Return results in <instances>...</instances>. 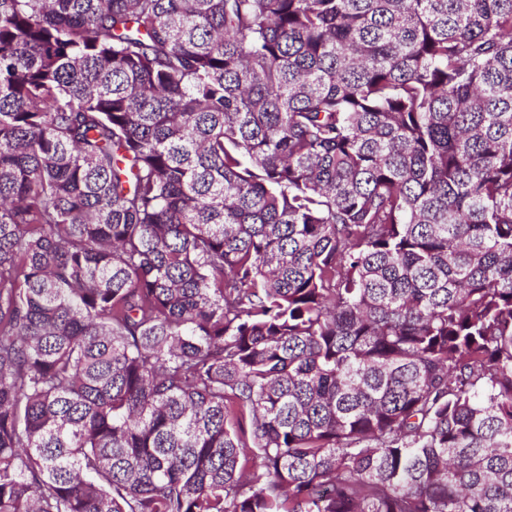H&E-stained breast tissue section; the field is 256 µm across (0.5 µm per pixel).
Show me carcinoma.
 <instances>
[{
	"mask_svg": "<svg viewBox=\"0 0 512 512\" xmlns=\"http://www.w3.org/2000/svg\"><path fill=\"white\" fill-rule=\"evenodd\" d=\"M0 512H512V0H0Z\"/></svg>",
	"mask_w": 512,
	"mask_h": 512,
	"instance_id": "obj_1",
	"label": "carcinoma"
}]
</instances>
